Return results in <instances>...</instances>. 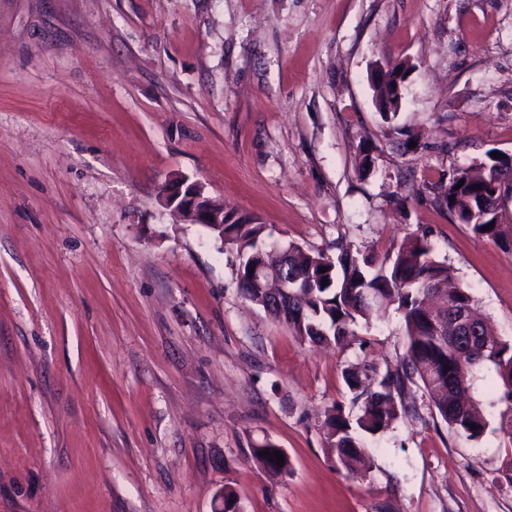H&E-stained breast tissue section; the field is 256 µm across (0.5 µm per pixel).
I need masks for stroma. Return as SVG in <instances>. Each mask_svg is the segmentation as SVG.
<instances>
[{"mask_svg":"<svg viewBox=\"0 0 512 512\" xmlns=\"http://www.w3.org/2000/svg\"><path fill=\"white\" fill-rule=\"evenodd\" d=\"M389 59L413 69L386 118ZM491 150L512 153V0H0V512H219L227 484L242 512H512L496 406L471 440L417 391L347 476L324 415L357 414L350 365L398 367L399 314L301 342L160 204L186 177L330 256L426 236L512 343V254L429 200ZM266 449H269V455H261V451L266 452ZM274 451H280L284 456V463L282 465L276 463V457L273 455ZM252 455L256 460L263 463L272 471L286 472L288 470V459L285 453L270 441L256 444L254 448H252ZM270 458H273V461H270Z\"/></svg>","mask_w":512,"mask_h":512,"instance_id":"35a3bbf8","label":"stroma"}]
</instances>
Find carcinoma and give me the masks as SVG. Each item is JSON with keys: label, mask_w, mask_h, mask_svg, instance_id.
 Masks as SVG:
<instances>
[{"label": "carcinoma", "mask_w": 512, "mask_h": 512, "mask_svg": "<svg viewBox=\"0 0 512 512\" xmlns=\"http://www.w3.org/2000/svg\"><path fill=\"white\" fill-rule=\"evenodd\" d=\"M477 184L481 189H474ZM431 194L435 206L512 253V217L506 215L512 198V157L488 155L453 172L448 181L432 187ZM490 223L492 229L482 230ZM263 232L264 226L252 216L224 214V244L236 249L240 295L265 309L264 290L276 281V273L283 272L292 288L288 311L266 309V313L300 341L344 346L356 340V327L369 326L389 308L401 316L406 351L400 368L380 375L366 361L351 366L344 377L360 413L352 419L340 404L325 413L328 448L347 475L366 477L370 466L361 436L383 431L408 415L414 386L430 395L449 427L469 439L483 436L490 421L477 384L489 369L498 380L495 403L503 406L500 430L512 438V344L499 340L485 319L479 320L478 337L471 342L456 339L453 321L438 320L450 308L474 312V299L468 289L448 285V265L436 259L424 237L403 239L381 259L344 246L333 258L290 244L288 268L282 271L264 244ZM264 261L274 272L259 285L247 287L252 278L248 268ZM322 267L327 272H320ZM325 280L329 284L324 286ZM266 449L269 454H262ZM276 450L266 441L256 444L252 455L270 470L285 472L288 463L272 460Z\"/></svg>", "instance_id": "cac0c4a2"}]
</instances>
